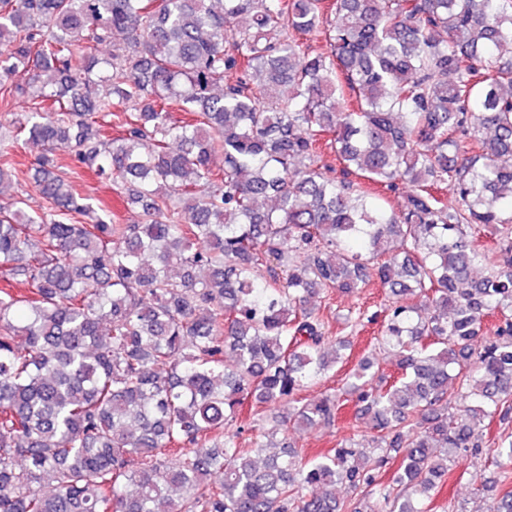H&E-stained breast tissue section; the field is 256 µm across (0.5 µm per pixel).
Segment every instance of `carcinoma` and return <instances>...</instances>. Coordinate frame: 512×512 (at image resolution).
Masks as SVG:
<instances>
[{
  "instance_id": "carcinoma-1",
  "label": "carcinoma",
  "mask_w": 512,
  "mask_h": 512,
  "mask_svg": "<svg viewBox=\"0 0 512 512\" xmlns=\"http://www.w3.org/2000/svg\"><path fill=\"white\" fill-rule=\"evenodd\" d=\"M21 67L53 79L17 90L0 187L21 138L52 208H0V512H341L339 484L430 512L512 413V0H0V79ZM60 145L142 221L77 195ZM373 278L401 377L349 371L370 436L277 443L267 407H343L300 396L346 360L315 302Z\"/></svg>"
}]
</instances>
